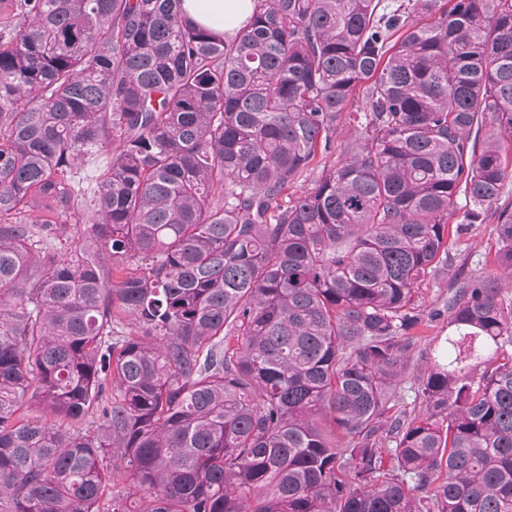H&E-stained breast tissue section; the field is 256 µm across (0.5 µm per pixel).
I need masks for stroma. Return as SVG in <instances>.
Segmentation results:
<instances>
[{"instance_id":"obj_1","label":"stroma","mask_w":512,"mask_h":512,"mask_svg":"<svg viewBox=\"0 0 512 512\" xmlns=\"http://www.w3.org/2000/svg\"><path fill=\"white\" fill-rule=\"evenodd\" d=\"M356 135L355 124L343 121L334 136L332 152L317 156L312 167L292 182L288 189L289 196L296 197L310 191L323 167L344 162L346 148ZM445 251L446 263L438 265L425 277L414 296L421 320L414 330L417 341L411 355L410 373L402 383L398 397L400 408L409 412L419 411L416 394L421 374L432 361L439 343L448 334V319L442 311L448 306L449 294L473 274L503 283L512 281V272L501 267L498 261L494 218H487L480 224H450Z\"/></svg>"}]
</instances>
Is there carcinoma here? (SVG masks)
I'll use <instances>...</instances> for the list:
<instances>
[{"label": "carcinoma", "instance_id": "1", "mask_svg": "<svg viewBox=\"0 0 512 512\" xmlns=\"http://www.w3.org/2000/svg\"><path fill=\"white\" fill-rule=\"evenodd\" d=\"M253 3L0 19V512H512L507 287L448 297L392 413L448 220L512 270V0ZM251 0H185L183 8L195 23L234 36L253 12ZM356 135H358V132L355 124L348 119L343 120V123L338 127L334 135L335 144L332 152L328 155L318 154L312 167L292 182L288 188V195L294 198L310 191V189L314 187L324 165H339L344 162L347 158V145L353 142ZM109 162V156L107 154H87L82 160L78 162V168L84 177V184L94 181L97 175L105 169Z\"/></svg>", "mask_w": 512, "mask_h": 512}]
</instances>
